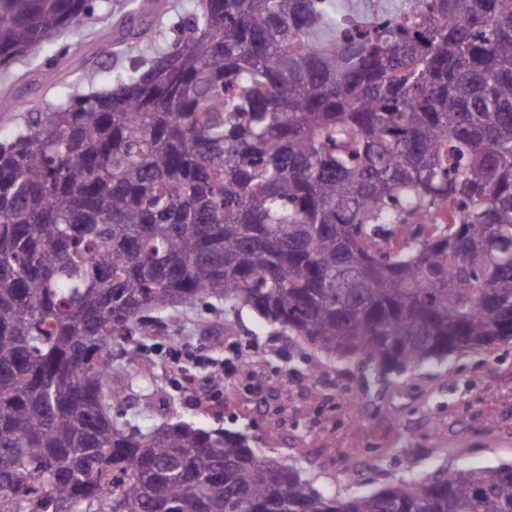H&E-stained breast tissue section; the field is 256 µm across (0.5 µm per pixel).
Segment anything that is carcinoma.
Returning <instances> with one entry per match:
<instances>
[{"label": "carcinoma", "mask_w": 512, "mask_h": 512, "mask_svg": "<svg viewBox=\"0 0 512 512\" xmlns=\"http://www.w3.org/2000/svg\"><path fill=\"white\" fill-rule=\"evenodd\" d=\"M109 2L0 0V69ZM203 2L0 140V512H512V464L339 498L112 417L201 300L371 371L512 341V0ZM340 14L353 16L360 20L369 19L371 13L377 9H386L388 12H394L401 0H379L375 6L372 0H341ZM368 3H370L368 7Z\"/></svg>", "instance_id": "obj_1"}]
</instances>
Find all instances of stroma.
I'll list each match as a JSON object with an SVG mask.
<instances>
[{"label": "stroma", "instance_id": "1", "mask_svg": "<svg viewBox=\"0 0 512 512\" xmlns=\"http://www.w3.org/2000/svg\"><path fill=\"white\" fill-rule=\"evenodd\" d=\"M131 0H112L15 63L0 95L30 104L78 83L84 57L95 89L128 68L109 17ZM121 422L148 429L166 421L245 433L259 455L340 496L371 492L422 474L512 463V343L440 364L375 378L323 358L249 309L198 302L180 320L138 339Z\"/></svg>", "mask_w": 512, "mask_h": 512}]
</instances>
